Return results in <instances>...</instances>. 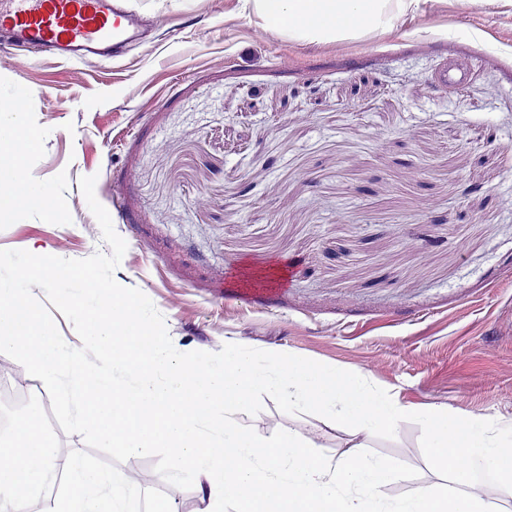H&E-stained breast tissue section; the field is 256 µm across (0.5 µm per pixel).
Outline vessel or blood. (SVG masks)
Segmentation results:
<instances>
[{
    "label": "vessel or blood",
    "instance_id": "b4317fda",
    "mask_svg": "<svg viewBox=\"0 0 512 512\" xmlns=\"http://www.w3.org/2000/svg\"><path fill=\"white\" fill-rule=\"evenodd\" d=\"M0 31L17 47L77 62L111 57L139 26L125 0H0Z\"/></svg>",
    "mask_w": 512,
    "mask_h": 512
}]
</instances>
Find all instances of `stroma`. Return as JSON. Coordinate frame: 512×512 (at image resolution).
<instances>
[{
    "instance_id": "1",
    "label": "stroma",
    "mask_w": 512,
    "mask_h": 512,
    "mask_svg": "<svg viewBox=\"0 0 512 512\" xmlns=\"http://www.w3.org/2000/svg\"><path fill=\"white\" fill-rule=\"evenodd\" d=\"M157 25L111 60L0 46V97L22 92L21 165L51 205L0 216V250L109 253L79 181L127 250L170 337L292 350L364 372L416 407L512 419V17L427 0L395 31L305 44L248 0H127ZM459 75L449 85L450 75ZM258 435L348 431L271 397ZM421 429L368 451L437 485Z\"/></svg>"
}]
</instances>
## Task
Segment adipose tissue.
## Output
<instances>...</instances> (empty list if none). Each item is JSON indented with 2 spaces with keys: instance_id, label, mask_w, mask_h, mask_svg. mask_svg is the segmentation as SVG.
<instances>
[{
  "instance_id": "1",
  "label": "adipose tissue",
  "mask_w": 512,
  "mask_h": 512,
  "mask_svg": "<svg viewBox=\"0 0 512 512\" xmlns=\"http://www.w3.org/2000/svg\"><path fill=\"white\" fill-rule=\"evenodd\" d=\"M421 0H252L264 29L287 32L289 39L318 43L354 39L369 32L393 31L416 12ZM16 109L0 101V213L17 208L18 195L44 206L43 183L27 180L18 162Z\"/></svg>"
}]
</instances>
